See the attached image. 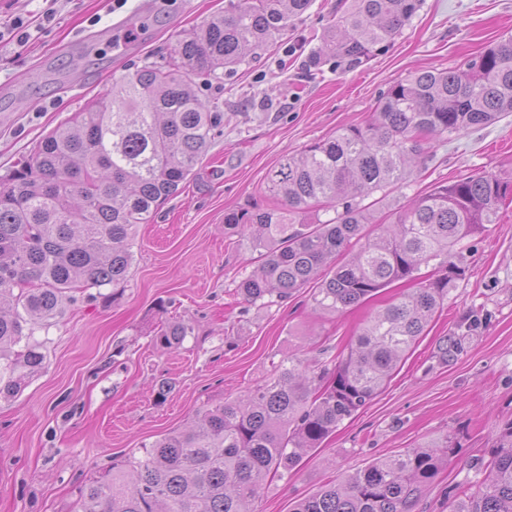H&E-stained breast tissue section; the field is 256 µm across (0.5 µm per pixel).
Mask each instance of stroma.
<instances>
[{
	"label": "stroma",
	"mask_w": 512,
	"mask_h": 512,
	"mask_svg": "<svg viewBox=\"0 0 512 512\" xmlns=\"http://www.w3.org/2000/svg\"><path fill=\"white\" fill-rule=\"evenodd\" d=\"M339 0H314L276 44L248 52L200 96L224 132L184 190L141 225L120 296H80L45 332L46 355L18 395H0V512H75L78 490L112 458L186 427L207 404L267 380L288 354L336 355L370 314L313 312L311 288L250 306L235 293L252 251L224 227L227 211L259 201L288 152L367 123L394 83L421 69L463 64L512 36V0H424L384 51L348 69L311 65ZM224 0H0V176L59 123L136 67L169 60L179 39ZM23 21L26 38L11 34ZM492 174L512 181V115L437 140L395 191L406 203L434 185ZM458 280L425 336L384 390L346 419L251 512H291L300 498L372 459L454 439L456 455L411 512H448L447 491L476 485L492 435L512 420V204L466 242ZM177 319L191 335L156 340ZM459 351L439 364L443 337Z\"/></svg>",
	"instance_id": "obj_1"
}]
</instances>
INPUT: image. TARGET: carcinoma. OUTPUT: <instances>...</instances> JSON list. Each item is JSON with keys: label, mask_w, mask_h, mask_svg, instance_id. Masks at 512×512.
I'll return each instance as SVG.
<instances>
[{"label": "carcinoma", "mask_w": 512, "mask_h": 512, "mask_svg": "<svg viewBox=\"0 0 512 512\" xmlns=\"http://www.w3.org/2000/svg\"><path fill=\"white\" fill-rule=\"evenodd\" d=\"M422 0H345L324 42L354 68L386 47ZM311 0H225L224 13L179 41L171 61L144 65L45 135L0 178V395L41 369L34 338L77 294L123 288L137 228L187 184L224 131L192 85L232 71L276 42ZM512 113V38L462 68L420 70L390 86L363 126L283 156L266 203L224 215L259 252L237 285L243 302L285 301L308 285L314 309L336 315L399 282L416 281L358 326L347 351L320 367L290 355L243 397L200 410L193 423L112 457L108 473L78 491V512H249L275 476L294 471L344 420L385 388L463 277L465 240L497 223L512 184L477 175L439 184L388 211L384 201L427 159L430 140ZM312 209L332 210L308 223ZM437 273L419 276L421 267ZM191 332L167 322L157 340ZM452 441L378 458L295 503L292 512H410L447 462ZM449 512H512V420L494 436L483 478Z\"/></svg>", "instance_id": "1"}]
</instances>
